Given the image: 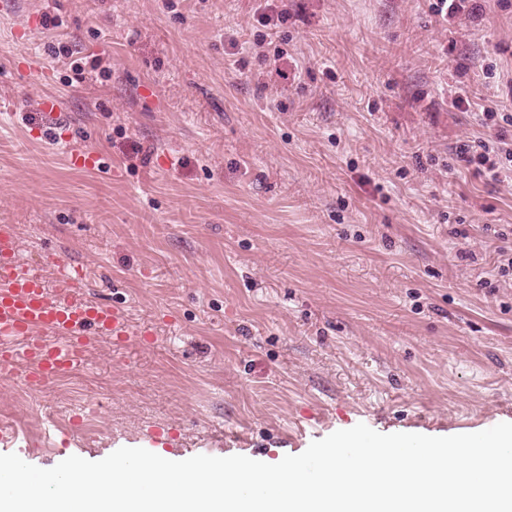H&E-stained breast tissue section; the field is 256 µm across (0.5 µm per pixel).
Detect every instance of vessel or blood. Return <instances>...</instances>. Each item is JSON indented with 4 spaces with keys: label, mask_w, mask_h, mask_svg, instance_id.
<instances>
[{
    "label": "vessel or blood",
    "mask_w": 512,
    "mask_h": 512,
    "mask_svg": "<svg viewBox=\"0 0 512 512\" xmlns=\"http://www.w3.org/2000/svg\"><path fill=\"white\" fill-rule=\"evenodd\" d=\"M9 226H0V382L21 379L40 392L77 370L94 339L123 341L125 312L86 294L82 267L46 255L43 271L20 262Z\"/></svg>",
    "instance_id": "b4317fda"
}]
</instances>
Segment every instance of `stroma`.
I'll list each match as a JSON object with an SVG mask.
<instances>
[{
    "label": "stroma",
    "instance_id": "obj_1",
    "mask_svg": "<svg viewBox=\"0 0 512 512\" xmlns=\"http://www.w3.org/2000/svg\"><path fill=\"white\" fill-rule=\"evenodd\" d=\"M15 2L0 225L137 331L42 393L0 384V423L83 418L22 460L97 461L152 427L173 461L274 464L359 423H512V180L458 156L483 106L512 114V0Z\"/></svg>",
    "mask_w": 512,
    "mask_h": 512
}]
</instances>
